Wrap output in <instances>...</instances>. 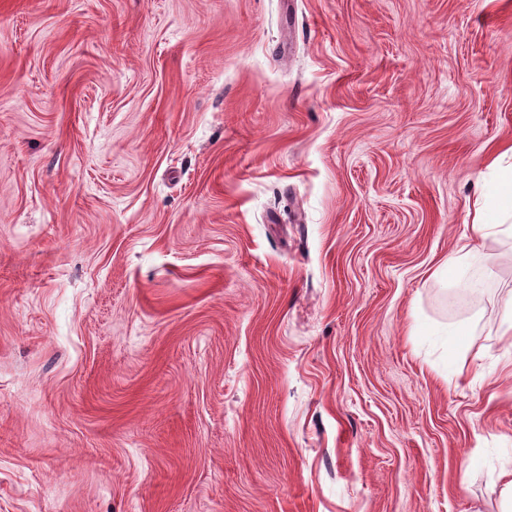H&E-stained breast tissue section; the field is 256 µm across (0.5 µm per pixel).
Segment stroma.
I'll return each instance as SVG.
<instances>
[{"label":"stroma","instance_id":"1","mask_svg":"<svg viewBox=\"0 0 512 512\" xmlns=\"http://www.w3.org/2000/svg\"><path fill=\"white\" fill-rule=\"evenodd\" d=\"M511 143L512 0H0V512H507ZM476 200L482 202L484 208L492 202L500 212L511 214L512 168L496 184L483 187ZM502 226L504 224H472L471 235H464L460 239L455 255L450 259V264L461 266L474 259L480 246H483L484 241L490 236L504 234L512 238V225L509 224L504 229Z\"/></svg>","mask_w":512,"mask_h":512}]
</instances>
